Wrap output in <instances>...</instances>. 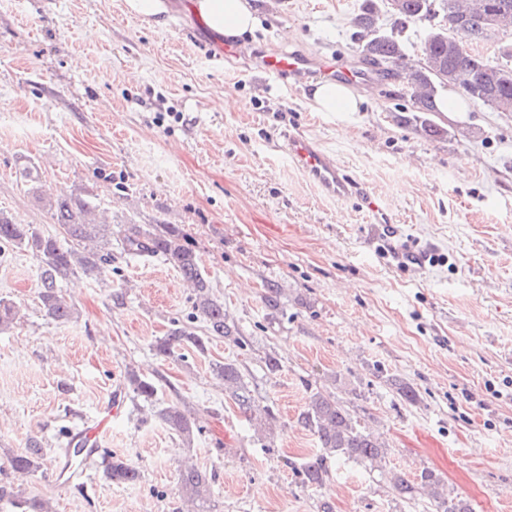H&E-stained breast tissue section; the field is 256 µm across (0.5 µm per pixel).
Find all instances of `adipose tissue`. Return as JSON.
Returning <instances> with one entry per match:
<instances>
[{
  "label": "adipose tissue",
  "instance_id": "obj_1",
  "mask_svg": "<svg viewBox=\"0 0 512 512\" xmlns=\"http://www.w3.org/2000/svg\"><path fill=\"white\" fill-rule=\"evenodd\" d=\"M189 9L198 23L232 41L246 39L258 24L255 0H189ZM309 100L312 111L331 115L360 111L363 103L353 89L321 81L312 83Z\"/></svg>",
  "mask_w": 512,
  "mask_h": 512
}]
</instances>
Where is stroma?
<instances>
[{
  "mask_svg": "<svg viewBox=\"0 0 512 512\" xmlns=\"http://www.w3.org/2000/svg\"><path fill=\"white\" fill-rule=\"evenodd\" d=\"M170 2L159 27L123 0H0V209L55 235L43 199L88 198L112 227L110 265L62 283L77 308L67 323L45 315L33 256L0 248V298L20 308L0 332V484L53 512H185L178 476L190 460L212 478V512H321L325 501L432 512L388 477L428 468L472 512H512V112L468 103L439 115L448 135L433 139L400 121L404 85L392 81L330 120L311 110L308 85L265 75L256 56L357 61L363 0H258L259 29L234 57L187 0ZM285 130L333 155L387 223L357 198L321 193L280 151ZM29 164L36 194L20 175ZM151 224L182 225L245 348L216 338L202 354L157 353L192 299L163 257L124 250L125 233ZM272 284L283 290L275 311L263 300ZM224 359L273 408V440L225 397L211 369ZM132 371L155 386L151 400L128 388ZM316 389L383 438L384 470L335 460L322 487L301 483L296 468L318 448L297 417ZM114 396L122 408L100 443L139 480L112 485L98 466L61 491L62 431ZM172 403L202 428L191 444L157 415ZM33 440L43 466L19 476L9 458Z\"/></svg>",
  "mask_w": 512,
  "mask_h": 512,
  "instance_id": "35a3bbf8",
  "label": "stroma"
}]
</instances>
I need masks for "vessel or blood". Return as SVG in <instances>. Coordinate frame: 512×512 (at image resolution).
<instances>
[{"instance_id": "b4317fda", "label": "vessel or blood", "mask_w": 512, "mask_h": 512, "mask_svg": "<svg viewBox=\"0 0 512 512\" xmlns=\"http://www.w3.org/2000/svg\"><path fill=\"white\" fill-rule=\"evenodd\" d=\"M264 72L282 79L301 83L316 76L325 81L339 82L348 86L374 82L373 73L339 65L331 60L313 57L299 51H279L262 55L260 60ZM282 148L289 159L316 183L326 194L345 198L357 194L358 187L346 175L335 158L322 150L306 136L282 132ZM100 426L84 428L71 438L70 449L57 459V480L74 478L85 470V466L100 452L98 435Z\"/></svg>"}]
</instances>
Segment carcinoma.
Listing matches in <instances>:
<instances>
[{
    "label": "carcinoma",
    "mask_w": 512,
    "mask_h": 512,
    "mask_svg": "<svg viewBox=\"0 0 512 512\" xmlns=\"http://www.w3.org/2000/svg\"><path fill=\"white\" fill-rule=\"evenodd\" d=\"M398 9L384 7L376 0H364L354 17V41L363 64L381 70L388 80H410L413 94L402 112H421L420 130L428 137L442 138L448 129L431 116L440 111L437 90L453 84L469 99L495 108L499 100H512V43L498 47L504 62H492L475 51L466 56L457 54L454 42L465 39L471 44L491 40L499 29L492 19H502L505 29L512 28V0H396ZM426 24L420 43L418 64L408 61L404 33L411 25ZM44 205L62 229V236L44 234L30 225L16 224L0 210V245H10L32 254L38 262L40 304L56 321L68 322L75 314L74 305L63 294L60 283L77 268L86 272L100 271L110 261V225L96 223L97 207L86 200L60 197ZM128 252L163 257L181 274L193 292L194 315L191 320L204 324L203 334L195 327L173 323L166 336L159 340L157 350L169 354L177 348L192 346L207 351L213 337L242 347L244 336L229 319L224 303L211 292L209 280L200 266L199 256L186 241V233L178 224H163L157 232L135 228L123 237ZM17 315L15 304L0 300V331L10 328ZM214 374L224 381V393L236 404L250 425L270 428L275 414L269 406H260L245 382L234 360L213 366ZM128 383L136 396L153 397L154 385L136 373L128 374ZM159 418L186 443H191L201 428L186 411L170 405L158 413ZM300 424L317 438L319 453L303 461L296 472L307 486L319 487L328 475V459H346L356 463L378 464L385 458L386 445L369 432L334 396L316 391L299 416ZM43 453L39 441L33 440L24 451L10 458L12 470L23 477L35 475L42 467ZM105 475L115 484L133 483L139 471L117 455H109ZM390 482L397 494L412 499L420 493L428 497L435 512H470L468 505L448 490V485L432 470L425 469L411 482L399 472L391 473ZM180 493L190 505V512H211V479L196 464L181 469ZM7 500L22 512H49L41 500H25L21 493L0 486V501Z\"/></svg>",
    "instance_id": "obj_1"
}]
</instances>
